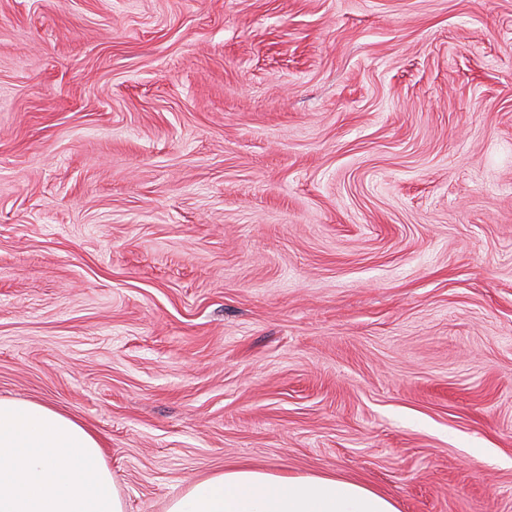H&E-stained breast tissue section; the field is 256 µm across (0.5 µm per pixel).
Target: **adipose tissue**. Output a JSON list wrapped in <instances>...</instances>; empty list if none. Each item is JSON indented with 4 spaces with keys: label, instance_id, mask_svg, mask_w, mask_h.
Returning <instances> with one entry per match:
<instances>
[{
    "label": "adipose tissue",
    "instance_id": "obj_1",
    "mask_svg": "<svg viewBox=\"0 0 512 512\" xmlns=\"http://www.w3.org/2000/svg\"><path fill=\"white\" fill-rule=\"evenodd\" d=\"M0 512H124V503L87 425L45 403L0 399ZM166 512L397 509L358 483L234 465L188 483Z\"/></svg>",
    "mask_w": 512,
    "mask_h": 512
}]
</instances>
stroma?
<instances>
[{
  "label": "stroma",
  "mask_w": 512,
  "mask_h": 512,
  "mask_svg": "<svg viewBox=\"0 0 512 512\" xmlns=\"http://www.w3.org/2000/svg\"><path fill=\"white\" fill-rule=\"evenodd\" d=\"M1 398L512 512V0H0Z\"/></svg>",
  "instance_id": "35a3bbf8"
}]
</instances>
